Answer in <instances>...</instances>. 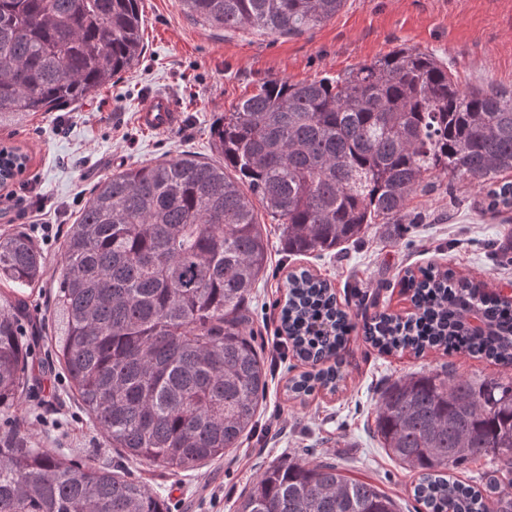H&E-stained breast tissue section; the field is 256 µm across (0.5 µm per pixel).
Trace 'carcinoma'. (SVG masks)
Instances as JSON below:
<instances>
[{
	"label": "carcinoma",
	"instance_id": "obj_1",
	"mask_svg": "<svg viewBox=\"0 0 512 512\" xmlns=\"http://www.w3.org/2000/svg\"><path fill=\"white\" fill-rule=\"evenodd\" d=\"M226 30L302 34L346 0H180ZM139 0H0V128L84 101L142 56ZM220 158L190 152L127 168L95 185L61 251L51 312L54 356L93 429L133 462L192 471L239 447L256 426L267 361L247 335V299L270 242L254 201L283 225L288 254L332 252L374 224L402 225L409 202L442 175L512 209V90L464 91L442 60L402 47L311 82L272 79L215 124ZM46 257L22 230L0 234V512H169L165 499L96 454L37 448L16 416L30 387L27 289ZM421 316L387 315L370 339L391 352L466 346L512 364V311L474 298L479 285L429 268L407 279ZM475 307L495 335L455 330ZM282 326L297 353L340 355L347 314L306 271L289 276ZM292 379L303 396L336 380ZM375 432L415 471L425 512H512L496 474L512 466V381L451 374L397 380ZM488 457L484 487L448 474ZM375 485L330 461L282 462L257 476L237 512H396Z\"/></svg>",
	"mask_w": 512,
	"mask_h": 512
}]
</instances>
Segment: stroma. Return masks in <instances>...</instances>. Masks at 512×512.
Listing matches in <instances>:
<instances>
[{"mask_svg": "<svg viewBox=\"0 0 512 512\" xmlns=\"http://www.w3.org/2000/svg\"><path fill=\"white\" fill-rule=\"evenodd\" d=\"M141 8L145 51L136 66L82 103L37 112L0 129V145L29 156L24 172L0 188V232H30L46 256L43 278L29 294L32 318L45 315L62 271L63 236L93 185L116 170L183 151L218 159L215 122L265 80L333 77L409 47L444 60L463 90L512 88V0H346L335 17L300 36L227 32L192 16L179 0H141ZM158 92L171 94L183 110L181 125L166 132L145 130L136 119ZM411 205L426 213L423 224L379 225L342 251L307 257L288 256L277 222L260 213L271 250L249 304V331L269 366L260 415L239 448L200 469L173 474L155 464L133 466L137 477L165 497L170 512H236L268 466L312 460L336 462L348 476L396 500L400 512H415V472L390 456L374 434L381 390L399 379L448 371L476 382L506 380L512 366L465 350L384 354L364 341L363 325L381 312L412 313L403 278L431 262L482 283L491 295L512 286V266H502L494 248L512 229V210L482 212L481 195L465 180L455 182L452 195L439 185L417 194ZM45 224L52 225V234H43ZM301 268L328 283L353 329L338 389L296 398L286 383L309 366L285 343L280 310L288 275ZM21 414L38 445L46 444L56 420L69 447L101 442L62 373L41 376Z\"/></svg>", "mask_w": 512, "mask_h": 512, "instance_id": "35a3bbf8", "label": "stroma"}]
</instances>
